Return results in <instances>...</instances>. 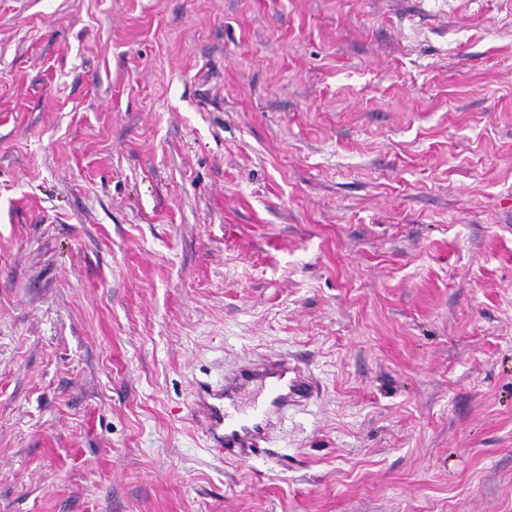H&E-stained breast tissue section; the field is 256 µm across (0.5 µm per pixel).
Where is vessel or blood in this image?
I'll list each match as a JSON object with an SVG mask.
<instances>
[{"mask_svg":"<svg viewBox=\"0 0 512 512\" xmlns=\"http://www.w3.org/2000/svg\"><path fill=\"white\" fill-rule=\"evenodd\" d=\"M315 390L310 375L287 356L265 357L220 380L197 383L190 419L224 458H264L288 411L307 403Z\"/></svg>","mask_w":512,"mask_h":512,"instance_id":"obj_1","label":"vessel or blood"}]
</instances>
